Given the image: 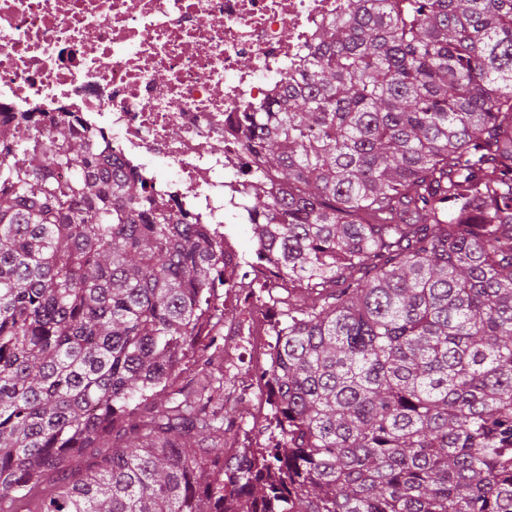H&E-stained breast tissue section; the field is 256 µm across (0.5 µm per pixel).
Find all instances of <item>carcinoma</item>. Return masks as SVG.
<instances>
[{"label":"carcinoma","mask_w":512,"mask_h":512,"mask_svg":"<svg viewBox=\"0 0 512 512\" xmlns=\"http://www.w3.org/2000/svg\"><path fill=\"white\" fill-rule=\"evenodd\" d=\"M238 122L244 302L290 288L240 457L210 373L171 391L218 228L70 124L0 125V512H512V0H344ZM239 429L238 443L246 448H258L261 444H265L269 435V428L265 419L260 423L253 426L249 418H244L242 421L238 419L236 422Z\"/></svg>","instance_id":"carcinoma-1"}]
</instances>
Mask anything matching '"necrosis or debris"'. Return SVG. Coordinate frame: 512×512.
Returning a JSON list of instances; mask_svg holds the SVG:
<instances>
[{
  "instance_id": "4bbe7bcc",
  "label": "necrosis or debris",
  "mask_w": 512,
  "mask_h": 512,
  "mask_svg": "<svg viewBox=\"0 0 512 512\" xmlns=\"http://www.w3.org/2000/svg\"><path fill=\"white\" fill-rule=\"evenodd\" d=\"M343 0H0V122L28 138L78 121L178 214L243 212L250 157L232 126L298 72ZM164 88H157L156 77ZM174 169L176 179L158 178ZM277 311L257 301L224 349L235 404L274 396Z\"/></svg>"
}]
</instances>
